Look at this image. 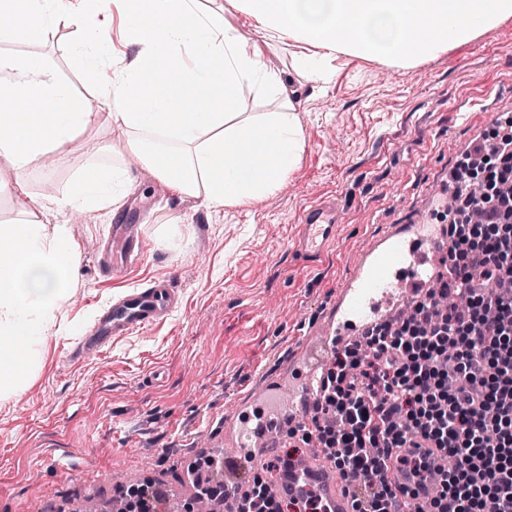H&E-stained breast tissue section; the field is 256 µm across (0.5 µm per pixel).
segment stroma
Listing matches in <instances>:
<instances>
[{
	"label": "stroma",
	"mask_w": 512,
	"mask_h": 512,
	"mask_svg": "<svg viewBox=\"0 0 512 512\" xmlns=\"http://www.w3.org/2000/svg\"><path fill=\"white\" fill-rule=\"evenodd\" d=\"M78 37L60 26L38 51L88 95L93 84L72 62ZM297 51L284 44L265 59L282 71L306 140L299 169L274 195L213 208L166 192L127 152L120 163L134 187L116 208L54 215L70 225L80 263L38 372L18 398L0 402V512H72L84 497L109 500L147 483L195 496L186 473L206 458L199 435L209 447H233L238 402L261 394L263 377L279 374L331 313L357 254L394 225L429 222L428 195L512 116V18L412 69L341 58L325 86L296 74ZM479 105L477 123H464L461 113ZM92 138L97 149L74 143L55 168L34 162L26 194L0 192V224L36 211L125 140L106 128ZM332 195L343 210L336 244L322 262H303L291 250L298 217ZM119 212L142 219L145 242L113 278L99 268L98 245ZM175 223L181 235L166 241ZM165 278L179 295L165 322L77 357L103 308Z\"/></svg>",
	"instance_id": "stroma-1"
}]
</instances>
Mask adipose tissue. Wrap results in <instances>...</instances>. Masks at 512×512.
Segmentation results:
<instances>
[{
  "label": "adipose tissue",
  "mask_w": 512,
  "mask_h": 512,
  "mask_svg": "<svg viewBox=\"0 0 512 512\" xmlns=\"http://www.w3.org/2000/svg\"><path fill=\"white\" fill-rule=\"evenodd\" d=\"M252 20L245 38L226 9ZM77 17L87 27L73 60L98 82L89 99L37 54L0 57V157L18 172L66 152L98 126L125 135L170 193L212 207H241L275 193L299 167L305 138L280 70L266 64L271 41L301 45L294 69L328 81L343 57L412 68L512 18V0H0V18L28 43ZM106 81H99L103 71ZM279 99L275 112H246L242 91ZM188 103L204 104L194 116ZM130 182L100 159L40 214L0 225V400L17 396L41 364L40 345L67 300L79 254L65 224L69 207L117 205Z\"/></svg>",
  "instance_id": "1"
}]
</instances>
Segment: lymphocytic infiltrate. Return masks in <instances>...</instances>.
Returning <instances> with one entry per match:
<instances>
[{
    "label": "lymphocytic infiltrate",
    "mask_w": 512,
    "mask_h": 512,
    "mask_svg": "<svg viewBox=\"0 0 512 512\" xmlns=\"http://www.w3.org/2000/svg\"><path fill=\"white\" fill-rule=\"evenodd\" d=\"M492 186L460 201L480 210L470 229L450 222L448 260L459 280L416 302L411 318L382 321L361 348H344L323 375L302 444L319 442L349 477L354 512H405L386 466L426 485L431 512H512V136L492 135L463 157ZM266 473L227 512H285Z\"/></svg>",
    "instance_id": "obj_1"
}]
</instances>
